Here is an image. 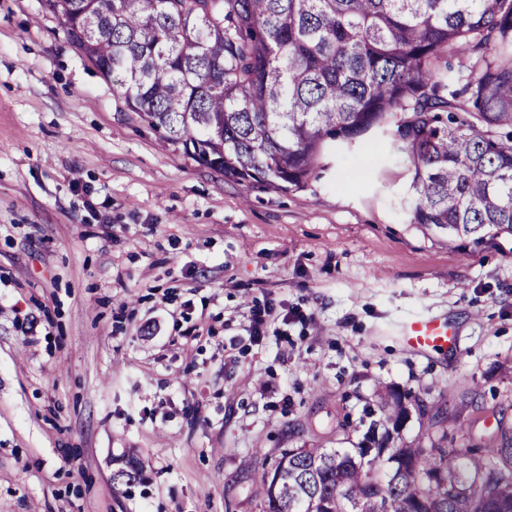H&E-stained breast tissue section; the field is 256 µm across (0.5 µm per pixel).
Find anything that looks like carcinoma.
I'll return each mask as SVG.
<instances>
[{
    "label": "carcinoma",
    "mask_w": 512,
    "mask_h": 512,
    "mask_svg": "<svg viewBox=\"0 0 512 512\" xmlns=\"http://www.w3.org/2000/svg\"><path fill=\"white\" fill-rule=\"evenodd\" d=\"M42 2L128 111L225 178L301 189L327 145L382 129L411 223L450 246L512 237V0ZM405 400L379 394L353 448L283 450L262 512H512V439L399 445ZM118 464L116 483L142 480Z\"/></svg>",
    "instance_id": "obj_1"
}]
</instances>
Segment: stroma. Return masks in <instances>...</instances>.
I'll list each match as a JSON object with an SVG mask.
<instances>
[{
	"label": "stroma",
	"instance_id": "1",
	"mask_svg": "<svg viewBox=\"0 0 512 512\" xmlns=\"http://www.w3.org/2000/svg\"><path fill=\"white\" fill-rule=\"evenodd\" d=\"M300 190L246 187L126 111L41 0H0V512H259L286 448L512 432V238L409 221L381 134ZM264 317L255 325V317ZM448 322L449 350L404 327ZM135 454L144 480L114 484ZM406 345L416 352L450 348L456 341L448 324L437 318L423 317L413 321L403 333Z\"/></svg>",
	"mask_w": 512,
	"mask_h": 512
}]
</instances>
